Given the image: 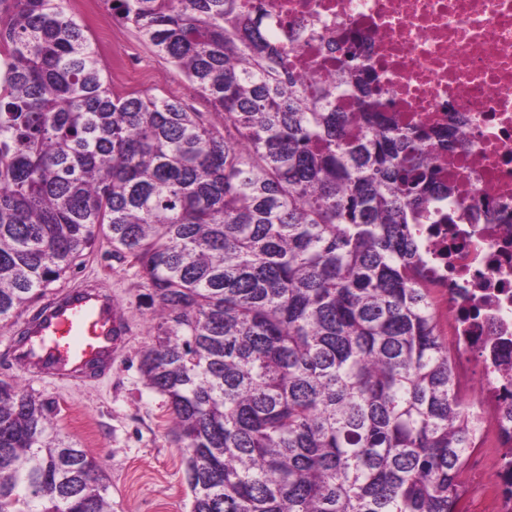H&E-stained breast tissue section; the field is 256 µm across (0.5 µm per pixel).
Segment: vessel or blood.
Here are the masks:
<instances>
[{
  "label": "vessel or blood",
  "mask_w": 512,
  "mask_h": 512,
  "mask_svg": "<svg viewBox=\"0 0 512 512\" xmlns=\"http://www.w3.org/2000/svg\"><path fill=\"white\" fill-rule=\"evenodd\" d=\"M125 320L112 298L72 283L59 289L47 311L29 325L34 346L13 354L14 364L58 379H79L111 366L126 346Z\"/></svg>",
  "instance_id": "vessel-or-blood-1"
}]
</instances>
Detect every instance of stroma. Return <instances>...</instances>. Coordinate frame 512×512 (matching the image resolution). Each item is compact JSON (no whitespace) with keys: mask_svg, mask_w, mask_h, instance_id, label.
I'll use <instances>...</instances> for the list:
<instances>
[{"mask_svg":"<svg viewBox=\"0 0 512 512\" xmlns=\"http://www.w3.org/2000/svg\"><path fill=\"white\" fill-rule=\"evenodd\" d=\"M83 25L102 63L119 55L129 66L150 73L144 93L180 99L196 111H207L205 100L191 94L171 64L133 31L116 24L110 11L100 9ZM65 279H83L112 292L130 327L125 353L111 368L83 382H32L4 359L16 327L0 322V379L53 402L57 431L99 459L108 474L112 512H191L192 495L181 452L169 435L165 399L145 386L139 372V351L153 343L156 330L135 278L96 255Z\"/></svg>","mask_w":512,"mask_h":512,"instance_id":"stroma-1","label":"stroma"}]
</instances>
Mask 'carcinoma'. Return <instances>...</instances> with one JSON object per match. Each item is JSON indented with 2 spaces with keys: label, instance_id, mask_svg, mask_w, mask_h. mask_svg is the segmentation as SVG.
Wrapping results in <instances>:
<instances>
[{
  "label": "carcinoma",
  "instance_id": "cac0c4a2",
  "mask_svg": "<svg viewBox=\"0 0 512 512\" xmlns=\"http://www.w3.org/2000/svg\"><path fill=\"white\" fill-rule=\"evenodd\" d=\"M68 0H0V321L102 243L156 315L191 512H460L476 424L415 225L449 190L376 73L308 90L261 4L102 0L209 103L115 95ZM53 404L0 379V506L110 512Z\"/></svg>",
  "mask_w": 512,
  "mask_h": 512
}]
</instances>
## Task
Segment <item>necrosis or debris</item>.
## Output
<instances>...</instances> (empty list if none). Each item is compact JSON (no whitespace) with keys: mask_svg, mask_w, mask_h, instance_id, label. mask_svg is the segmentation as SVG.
<instances>
[{"mask_svg":"<svg viewBox=\"0 0 512 512\" xmlns=\"http://www.w3.org/2000/svg\"><path fill=\"white\" fill-rule=\"evenodd\" d=\"M293 71L316 87L355 35L402 122L448 128L432 155L475 224L421 230L436 322L479 424L464 512H512V0H261Z\"/></svg>","mask_w":512,"mask_h":512,"instance_id":"necrosis-or-debris-1","label":"necrosis or debris"}]
</instances>
